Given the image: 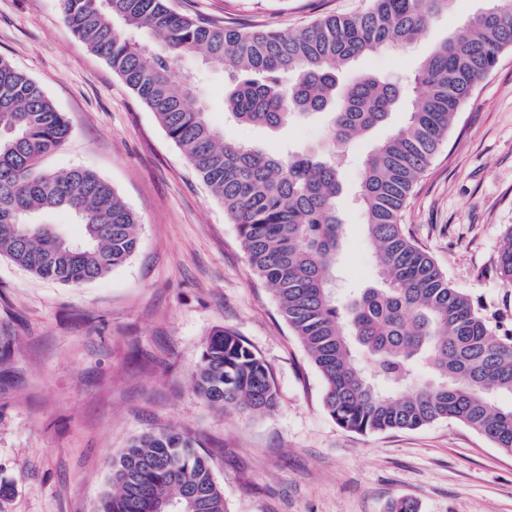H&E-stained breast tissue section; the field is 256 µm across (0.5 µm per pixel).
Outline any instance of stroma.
Here are the masks:
<instances>
[{
	"label": "stroma",
	"mask_w": 512,
	"mask_h": 512,
	"mask_svg": "<svg viewBox=\"0 0 512 512\" xmlns=\"http://www.w3.org/2000/svg\"><path fill=\"white\" fill-rule=\"evenodd\" d=\"M180 13L240 28L294 31L368 0H171ZM490 0H453L409 49L355 71L401 78ZM0 56L35 79L68 119L46 168L108 179L138 220L139 246L106 276L42 280L0 258V512H97L113 457L139 434L176 428L209 455L228 512H512V454L457 421L361 435L337 425L324 382L258 278L237 227L146 107L66 25L60 0H0ZM174 70L190 107L228 141L262 152L322 146L327 119L272 130L224 110V73L200 53ZM410 84L386 122L355 137L342 169L339 285L379 279L358 197L362 162L408 119ZM415 242L488 324L512 329V285L497 271L512 228V48L476 85L402 214ZM241 336L269 368L277 406L245 415L208 404L191 377L214 331Z\"/></svg>",
	"instance_id": "35a3bbf8"
}]
</instances>
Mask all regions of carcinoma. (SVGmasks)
<instances>
[{
  "label": "carcinoma",
  "mask_w": 512,
  "mask_h": 512,
  "mask_svg": "<svg viewBox=\"0 0 512 512\" xmlns=\"http://www.w3.org/2000/svg\"><path fill=\"white\" fill-rule=\"evenodd\" d=\"M72 32L101 56L157 117L237 225L250 264L325 383L324 407L358 434L416 430L455 420L512 453V330H493L408 235L401 214L461 106L512 47V0H494L468 28L441 42L411 77L407 122L364 159L359 199L366 238L383 277L343 299L336 259L341 166L349 143L382 123L400 86L361 72L362 56L402 50L421 38L453 0H371L355 15H327L297 31H243L181 14L170 0H62ZM200 51L227 75L224 110L244 125L280 128L328 111L325 149L262 153L227 142L175 75V60ZM71 129L44 89L0 56V257L63 284L99 279L138 244L137 218L91 170L41 167ZM77 218L73 239L45 222ZM497 271L512 285V230ZM192 384L203 399L249 414L269 412V369L234 332L209 338ZM98 512H159L160 500L193 512H228L199 444L162 429L133 439L112 459Z\"/></svg>",
  "instance_id": "obj_1"
}]
</instances>
